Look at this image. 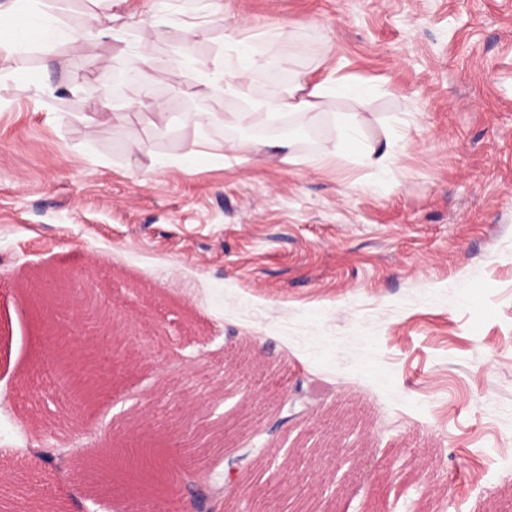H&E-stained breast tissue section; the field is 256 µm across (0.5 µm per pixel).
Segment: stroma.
I'll use <instances>...</instances> for the list:
<instances>
[{
    "mask_svg": "<svg viewBox=\"0 0 512 512\" xmlns=\"http://www.w3.org/2000/svg\"><path fill=\"white\" fill-rule=\"evenodd\" d=\"M46 0L66 35L0 45V491L8 512H154L185 486L101 489L88 465L131 437L181 476L194 418L224 457L217 512H512V0ZM104 37L83 35L90 15ZM284 70L325 54L360 83L317 121L287 118L298 162L255 148L250 126L196 142L157 130L139 90L125 128L99 94L148 46L158 111L237 112L199 83L224 35ZM288 34H277L278 26ZM191 43L194 65L176 52ZM41 75L46 89L25 86ZM363 144L394 134L378 170L352 151L313 159L336 115ZM95 118L87 129V118ZM145 141L159 165L136 167ZM198 149L209 161L172 160ZM95 282L126 319L124 362L96 330L105 390L59 395L51 272ZM63 449L65 471L34 451Z\"/></svg>",
    "mask_w": 512,
    "mask_h": 512,
    "instance_id": "1",
    "label": "stroma"
}]
</instances>
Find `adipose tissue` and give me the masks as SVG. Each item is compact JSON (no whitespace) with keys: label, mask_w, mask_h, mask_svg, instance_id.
Wrapping results in <instances>:
<instances>
[{"label":"adipose tissue","mask_w":512,"mask_h":512,"mask_svg":"<svg viewBox=\"0 0 512 512\" xmlns=\"http://www.w3.org/2000/svg\"><path fill=\"white\" fill-rule=\"evenodd\" d=\"M59 30L57 19L39 9L35 0H13L7 10H0V35H7L16 51H26L31 37L51 43ZM263 55L253 52L251 46L237 38L235 30L225 35V47L215 56L208 71L201 74L202 82L209 86L225 85L229 94L244 102L241 111L187 112L182 117L183 127L193 131L198 140H205L212 128L251 122L256 116L273 122L283 115H301L317 119L323 111L325 98L332 95L359 96L361 88L338 76L332 66H324L319 73H299L289 80L276 101L263 102L253 96L252 74L264 69Z\"/></svg>","instance_id":"ef3b65f1"}]
</instances>
